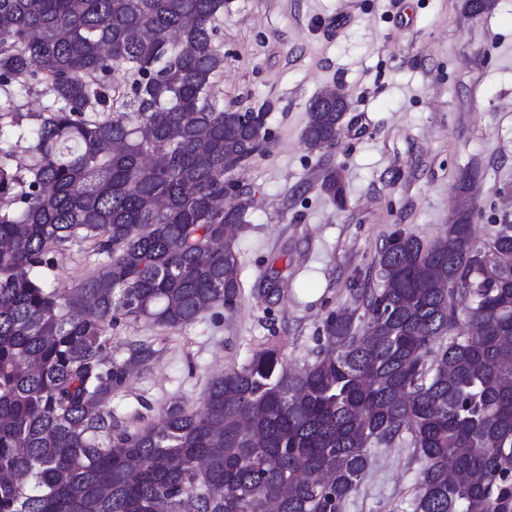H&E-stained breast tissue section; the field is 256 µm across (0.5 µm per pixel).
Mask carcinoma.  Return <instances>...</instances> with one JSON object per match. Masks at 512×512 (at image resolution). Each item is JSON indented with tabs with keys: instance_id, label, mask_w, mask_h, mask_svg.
<instances>
[{
	"instance_id": "obj_1",
	"label": "carcinoma",
	"mask_w": 512,
	"mask_h": 512,
	"mask_svg": "<svg viewBox=\"0 0 512 512\" xmlns=\"http://www.w3.org/2000/svg\"><path fill=\"white\" fill-rule=\"evenodd\" d=\"M222 12L224 0H0V512H345L371 447L405 433L423 461L413 512H512V224L479 244L466 208L441 239L385 243L381 286L356 289L361 314L327 316L304 371L269 346L195 407L114 415L130 370L159 354L134 339L112 356L119 317L182 328L241 295L230 229L254 195L217 202L274 148L272 104L214 106ZM121 68L131 83L114 111ZM16 85L51 98L34 128ZM340 126L336 107L308 105V149ZM321 188L343 205L338 171ZM86 241L97 270L45 287L55 255ZM462 317L472 335H450Z\"/></svg>"
}]
</instances>
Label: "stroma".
Returning a JSON list of instances; mask_svg holds the SVG:
<instances>
[{
    "label": "stroma",
    "mask_w": 512,
    "mask_h": 512,
    "mask_svg": "<svg viewBox=\"0 0 512 512\" xmlns=\"http://www.w3.org/2000/svg\"><path fill=\"white\" fill-rule=\"evenodd\" d=\"M463 0H224L215 44L218 109L269 102L275 146L236 174L255 194L237 232L238 305L206 311L169 330L119 319L122 342L153 336L163 351L135 372L112 409L158 419L173 398L197 405L209 379L276 346L292 370L314 361L328 312L354 309V287L379 286V253L398 230L432 240L460 207L473 211L477 243L512 224V0L479 18ZM341 87L349 109L333 146L309 152L307 105ZM472 190L458 189L465 167ZM338 170L347 193L338 209L320 187ZM96 267L89 244L73 246L48 284L73 288ZM279 291L258 301L265 276ZM422 461L403 440L372 453L347 512H412Z\"/></svg>",
    "instance_id": "1"
}]
</instances>
